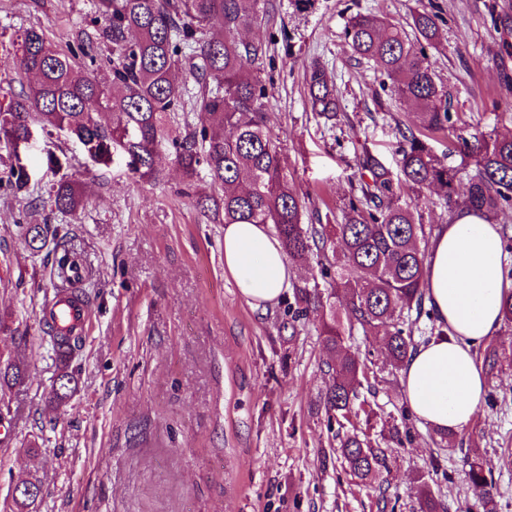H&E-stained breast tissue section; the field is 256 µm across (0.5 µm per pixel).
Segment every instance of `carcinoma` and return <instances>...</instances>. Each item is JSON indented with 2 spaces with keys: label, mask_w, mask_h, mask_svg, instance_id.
<instances>
[{
  "label": "carcinoma",
  "mask_w": 512,
  "mask_h": 512,
  "mask_svg": "<svg viewBox=\"0 0 512 512\" xmlns=\"http://www.w3.org/2000/svg\"><path fill=\"white\" fill-rule=\"evenodd\" d=\"M267 5L268 0H101L95 23L100 37L112 44V55L103 59L112 73L107 84L95 75L93 42L80 39L66 54L42 31H25L13 55L0 59V67L27 80L26 88L0 105V143L12 147L15 156L7 183L12 197L24 201L30 174L15 143L28 144L35 127L80 143L97 165L123 160L132 178L142 182L159 178L155 156L167 144L185 178L183 193L195 198L212 223L271 224L292 267L312 253L322 262L331 286L329 314L322 317L319 330L329 353L326 403L345 419L361 380L367 378L347 344L354 325L373 335L383 333V353L394 370L418 347L405 325L409 317L425 312L426 250L436 228L415 215L417 204L405 194L434 188L452 216L469 211L492 218L512 208V135L490 134L463 143L460 165L452 167L408 127L401 132L398 174L363 151L358 157L359 193L342 203L340 222L304 223V204L270 127L271 99L258 68L265 40L260 35L240 38L241 31L255 27L267 13ZM215 18L222 26L210 31L207 26ZM410 27L412 38L379 14L359 13L348 22L346 38L353 53L376 62L394 94L414 106L417 127L445 132L453 126L448 91L425 53V46L439 44L438 17L418 11ZM211 78L219 80L214 88ZM191 80L198 85L194 113L182 117L179 131L173 128L175 109ZM306 84L312 109L324 123L336 124L341 102L325 63H310ZM199 141L206 145L202 154L195 149ZM202 165L217 192L196 190L194 179ZM467 168L460 194L458 174ZM53 195L63 214L84 205L79 185L71 180L58 182ZM24 238L34 252L53 245L54 279L67 283L64 261L78 255L72 241L49 234L47 224L26 225ZM292 288L295 316L323 306L318 288L296 282ZM338 291L345 299V322L336 314ZM49 344L61 361L51 390L53 402L61 405L76 390L66 358L82 340L53 332ZM24 380L18 365L0 368L1 392ZM340 453L349 473L362 482L387 464L385 450L353 432L341 440ZM468 479L484 512H496L492 477L477 458L469 464ZM419 509L445 512L442 494L422 490Z\"/></svg>",
  "instance_id": "1"
}]
</instances>
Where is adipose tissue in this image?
Masks as SVG:
<instances>
[{
  "label": "adipose tissue",
  "instance_id": "obj_1",
  "mask_svg": "<svg viewBox=\"0 0 512 512\" xmlns=\"http://www.w3.org/2000/svg\"><path fill=\"white\" fill-rule=\"evenodd\" d=\"M501 258L499 225L472 213L456 214L432 241L426 298L448 335L418 347L402 369L401 386L415 419L436 431L468 427L487 391L472 349L503 320ZM224 270L255 307L276 302L293 276L264 224L225 225Z\"/></svg>",
  "mask_w": 512,
  "mask_h": 512
}]
</instances>
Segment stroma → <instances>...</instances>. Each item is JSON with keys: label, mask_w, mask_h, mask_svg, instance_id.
<instances>
[{"label": "stroma", "mask_w": 512, "mask_h": 512, "mask_svg": "<svg viewBox=\"0 0 512 512\" xmlns=\"http://www.w3.org/2000/svg\"><path fill=\"white\" fill-rule=\"evenodd\" d=\"M263 22L272 39L271 128L288 160L307 222H332L359 186L361 151L396 169L399 131L410 105L391 94L378 66L355 57L345 28L358 13L380 12L408 26L413 13L438 15L440 43L427 54L458 120L432 135L434 155L460 163L462 141L512 133V0H317L307 15L288 0ZM99 0H0V56L26 29H42L61 51L77 34L96 38ZM321 59L342 101L336 125L315 117L305 71ZM31 207L0 189V362L22 363L26 379L0 395V512H12L16 485L38 479L36 512H418L417 486L442 489L447 512H483L468 481L471 459L489 469L497 512H512V325L490 342L498 361L475 418L444 446L411 414L400 372L379 337L354 329L351 345L368 367L348 414L360 438L386 449L373 487L355 486L328 426V357L322 313L283 328L293 303L252 308L224 271V227L207 223L169 147L156 158L159 184L137 182L124 162L92 163L60 134L35 132L20 158ZM78 181L82 210L61 215L53 187ZM48 224L75 235L93 269L82 291L91 308L79 351L68 360L78 390L49 405L57 363L43 300L54 291L52 262L27 250L21 225ZM410 429L408 439L390 437Z\"/></svg>", "instance_id": "1"}]
</instances>
